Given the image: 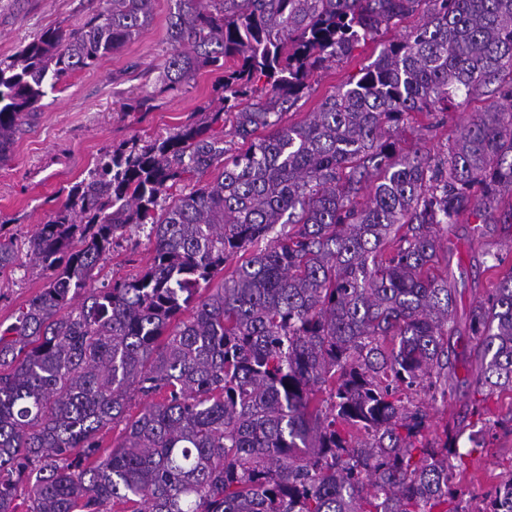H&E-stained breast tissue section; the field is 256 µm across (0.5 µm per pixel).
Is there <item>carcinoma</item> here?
Wrapping results in <instances>:
<instances>
[{"instance_id":"carcinoma-1","label":"carcinoma","mask_w":512,"mask_h":512,"mask_svg":"<svg viewBox=\"0 0 512 512\" xmlns=\"http://www.w3.org/2000/svg\"><path fill=\"white\" fill-rule=\"evenodd\" d=\"M153 4L105 0L0 60V160L45 86L138 36ZM421 10L308 121L282 124L316 70ZM167 35L160 91L213 67L222 107L104 153L51 220L0 238V276L47 279L0 324V512L21 487L27 512H512V470L463 506L456 474L483 444L460 448L447 427L426 441L429 412L404 398L453 388L436 228L465 213L482 235L512 228V206L498 212L512 195V0H176ZM490 85L448 152L400 146L408 115ZM227 123L247 149L226 147ZM131 229L152 263L98 283ZM468 335L474 391L512 390V270L471 307Z\"/></svg>"}]
</instances>
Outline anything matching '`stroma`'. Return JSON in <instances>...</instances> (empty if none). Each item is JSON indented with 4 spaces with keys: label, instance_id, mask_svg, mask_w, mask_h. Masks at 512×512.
<instances>
[{
    "label": "stroma",
    "instance_id": "35a3bbf8",
    "mask_svg": "<svg viewBox=\"0 0 512 512\" xmlns=\"http://www.w3.org/2000/svg\"><path fill=\"white\" fill-rule=\"evenodd\" d=\"M101 6L102 0H0V60L12 59L47 29L82 27ZM174 10L175 0H155L150 26L99 60L94 69L65 77L55 89L47 91L40 112L23 120L8 160L0 163V234H29L50 220L64 203L69 188L83 179L100 153L136 138L168 136L198 122L201 107L219 108L222 74L208 68L201 70L185 90L155 91L157 76L169 53L167 28ZM421 22V15L416 14L381 29L362 41L350 56L315 72L310 90L284 114V124L303 122L327 96ZM147 95L153 98L152 109L132 111V104ZM485 104V96L479 95L452 107L441 120L415 116L400 124L397 137L404 147L443 152ZM473 226V218L464 215L458 224L440 234L448 250V282L456 290L451 319L461 329L467 324L472 303L498 280L497 275L484 269L485 252L503 255L505 267H512V244L504 238L479 236ZM152 257L153 245L145 233L130 231L114 243L103 273L117 279L133 276L144 270ZM43 287L44 279L35 269L1 276L0 323L14 322ZM455 349L456 378L447 401H430L421 392L414 393L413 400L429 411V437L441 435L448 425L460 430L459 445L466 448L470 445L469 410L475 394L464 379L476 344L465 337ZM482 398L488 419L482 433L485 447L471 457L458 483L474 508L500 482L503 472L512 469V391L488 389Z\"/></svg>",
    "mask_w": 512,
    "mask_h": 512
}]
</instances>
